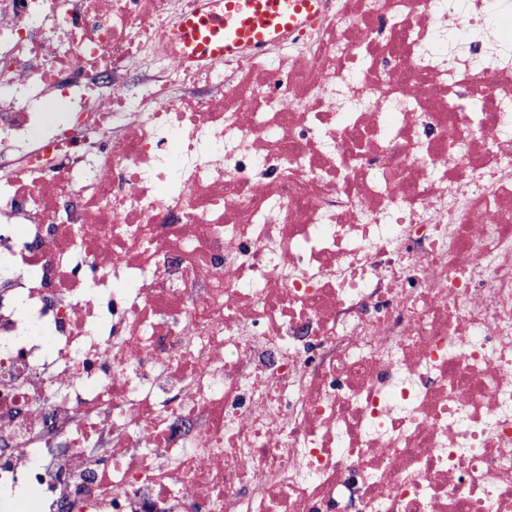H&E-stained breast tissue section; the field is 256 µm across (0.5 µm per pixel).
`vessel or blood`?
Wrapping results in <instances>:
<instances>
[{"label": "vessel or blood", "instance_id": "obj_1", "mask_svg": "<svg viewBox=\"0 0 512 512\" xmlns=\"http://www.w3.org/2000/svg\"><path fill=\"white\" fill-rule=\"evenodd\" d=\"M316 0H204L180 31L182 59H204L259 49L312 21Z\"/></svg>", "mask_w": 512, "mask_h": 512}]
</instances>
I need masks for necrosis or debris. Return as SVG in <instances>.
I'll return each mask as SVG.
<instances>
[{
  "mask_svg": "<svg viewBox=\"0 0 512 512\" xmlns=\"http://www.w3.org/2000/svg\"><path fill=\"white\" fill-rule=\"evenodd\" d=\"M198 2L0 0V512H512V0ZM317 0H204L185 18L179 60L237 54L281 39L288 30L312 21Z\"/></svg>",
  "mask_w": 512,
  "mask_h": 512,
  "instance_id": "4bbe7bcc",
  "label": "necrosis or debris"
}]
</instances>
